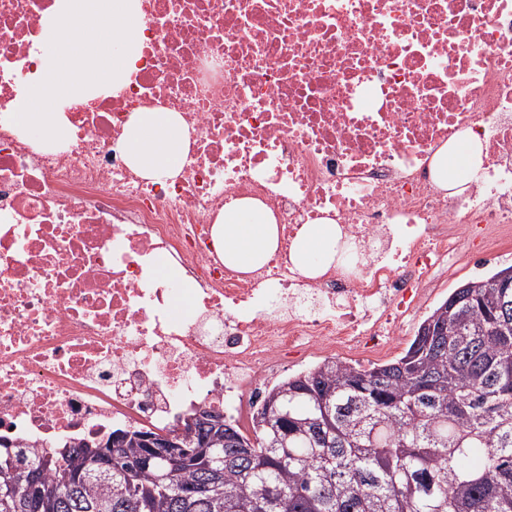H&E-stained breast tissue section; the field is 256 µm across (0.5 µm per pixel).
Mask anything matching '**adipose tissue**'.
I'll return each mask as SVG.
<instances>
[{
  "label": "adipose tissue",
  "mask_w": 512,
  "mask_h": 512,
  "mask_svg": "<svg viewBox=\"0 0 512 512\" xmlns=\"http://www.w3.org/2000/svg\"><path fill=\"white\" fill-rule=\"evenodd\" d=\"M188 134L171 112L135 113L125 131V151L145 177L161 180L180 168ZM214 245L226 265L241 271L262 266L277 248L278 228L262 203L241 199L225 205L214 226ZM340 230L333 220L304 225L291 247V261L303 276H316L336 259Z\"/></svg>",
  "instance_id": "ef3b65f1"
}]
</instances>
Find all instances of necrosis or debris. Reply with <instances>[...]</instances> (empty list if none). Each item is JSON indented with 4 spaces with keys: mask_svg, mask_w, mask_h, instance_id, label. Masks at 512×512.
<instances>
[{
    "mask_svg": "<svg viewBox=\"0 0 512 512\" xmlns=\"http://www.w3.org/2000/svg\"><path fill=\"white\" fill-rule=\"evenodd\" d=\"M56 2L0 0V444L241 420L286 360L371 361L463 256L512 253V0H140L127 84L47 148L8 116ZM154 108L189 133L160 181L123 147ZM463 134L482 161L451 197L430 162ZM244 198L279 229L249 272L212 239ZM326 217L336 261L302 277L292 242Z\"/></svg>",
    "mask_w": 512,
    "mask_h": 512,
    "instance_id": "4bbe7bcc",
    "label": "necrosis or debris"
}]
</instances>
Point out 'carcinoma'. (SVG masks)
<instances>
[{
  "label": "carcinoma",
  "instance_id": "cac0c4a2",
  "mask_svg": "<svg viewBox=\"0 0 512 512\" xmlns=\"http://www.w3.org/2000/svg\"><path fill=\"white\" fill-rule=\"evenodd\" d=\"M459 285L398 357L325 359L275 384L252 435L224 421V464L143 467L144 444L104 442L114 478L74 476L83 441L32 462L43 512H512V287ZM0 457V512H34L25 473Z\"/></svg>",
  "mask_w": 512,
  "mask_h": 512
}]
</instances>
